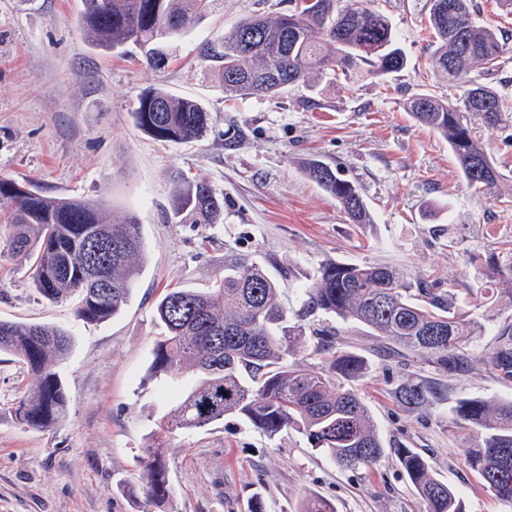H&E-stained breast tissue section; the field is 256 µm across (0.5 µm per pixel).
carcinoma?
<instances>
[{"label":"carcinoma","instance_id":"obj_1","mask_svg":"<svg viewBox=\"0 0 512 512\" xmlns=\"http://www.w3.org/2000/svg\"><path fill=\"white\" fill-rule=\"evenodd\" d=\"M79 24L95 47L144 50L155 70L168 64L156 43L193 27L206 16L211 0H82ZM424 31L436 49L429 67L458 97L419 94L408 112L448 140L468 186L489 194L502 179L486 145L476 137L470 117L489 128L504 121L505 95L494 82L507 42L498 29L477 22L472 0H429ZM206 58L220 60L224 92L232 98L275 96L312 77L354 73L383 76L405 68L389 17L367 0H290L274 17L248 16L219 39L202 42ZM479 71L475 77L474 71ZM136 125L156 140L186 142L203 137L209 115L190 99L161 88L140 96ZM307 177L336 197L355 224L373 223L359 189L331 165L314 159ZM177 224L223 223L224 200L202 179L182 178L171 191ZM0 197L13 209L4 223L12 228L10 253L28 256L36 290L50 301L79 296L77 318L104 322L126 305L142 272L141 225L130 216L112 222L100 204L47 196L32 183L0 178ZM502 292L512 296V247L490 257ZM164 336L156 341L150 372L170 376L192 372L193 386L163 417L159 429H201L242 418L274 438L290 429L348 469H370L384 455L368 408L348 386L368 370L364 359L335 345V333L306 332L304 321L323 312L367 329L387 350L417 352L437 370L461 371L467 343L478 330L454 288H435L400 268L376 264H322L304 288L301 308L290 313L279 287L257 264L241 260L224 265L215 288L199 292L170 288L156 305ZM72 346L59 327L0 322V352L25 364L33 385L15 409L17 421L34 429L67 417L68 401L58 367ZM308 348L320 356L310 368L286 359ZM487 370L512 379V332L504 330L483 361ZM441 394L435 385L402 384L397 402L417 411ZM450 427L461 436L467 465L482 485L512 506V400L461 398L452 408ZM395 454L427 512H465L462 500L435 478L426 459L412 448ZM148 495L169 497L162 450L153 449L145 469ZM296 512H336L327 500L307 496Z\"/></svg>","mask_w":512,"mask_h":512}]
</instances>
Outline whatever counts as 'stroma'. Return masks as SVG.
Returning <instances> with one entry per match:
<instances>
[{"label":"stroma","instance_id":"35a3bbf8","mask_svg":"<svg viewBox=\"0 0 512 512\" xmlns=\"http://www.w3.org/2000/svg\"><path fill=\"white\" fill-rule=\"evenodd\" d=\"M374 5L392 21L405 69L323 77L280 97L231 101L216 63L201 57V41L244 17L287 11L288 0H213L193 31L166 41L169 66L161 72L92 47L78 24L82 0H0V177L103 204L118 220L135 216L145 243L127 304L90 324L76 318L75 299L50 301L32 288L30 264L10 255L11 228L0 224V321L72 334L60 367L68 415L46 429L17 422L33 376L0 353V512H249L256 497L264 512H296L309 495L336 512H426L399 447L420 452L466 512H512L483 489L448 431L457 399L512 398V380L481 363L499 331L512 327V298L484 275L490 253L512 242V117L494 129L472 121L502 173L499 196L475 193L447 141L406 109L412 96L448 93L428 67L434 45L420 20L429 0ZM157 87L208 112L204 138L164 142L137 127L139 98ZM311 159L358 186L372 223H352L309 180ZM182 175L204 179L223 197V223H174L170 194ZM241 259L262 267L294 308L324 262L399 265L441 288L477 289L472 313L483 331L468 346L467 369L442 374L417 353L385 357L358 324L314 319L370 362L353 383L385 449L370 470L343 469L301 434L270 438L234 416L159 436L160 419L193 378L152 377L155 305L168 288H210L216 269ZM404 383H436L443 394L409 411L394 398ZM158 441L171 488L160 504L143 481L148 448Z\"/></svg>","mask_w":512,"mask_h":512}]
</instances>
